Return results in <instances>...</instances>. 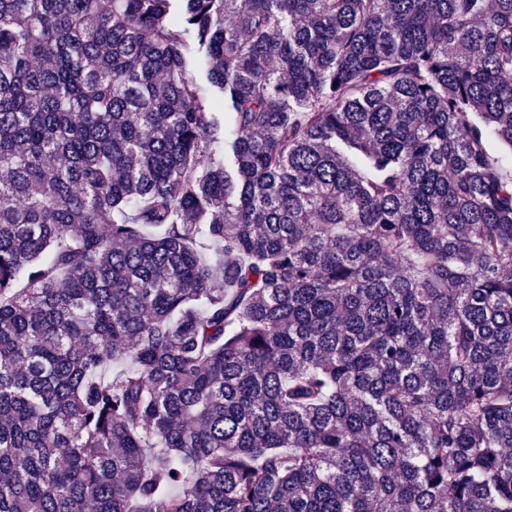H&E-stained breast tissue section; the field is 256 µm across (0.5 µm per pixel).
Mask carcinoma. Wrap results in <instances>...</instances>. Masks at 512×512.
Segmentation results:
<instances>
[{
	"label": "carcinoma",
	"instance_id": "obj_1",
	"mask_svg": "<svg viewBox=\"0 0 512 512\" xmlns=\"http://www.w3.org/2000/svg\"><path fill=\"white\" fill-rule=\"evenodd\" d=\"M495 141L512 0H0V512H512Z\"/></svg>",
	"mask_w": 512,
	"mask_h": 512
}]
</instances>
